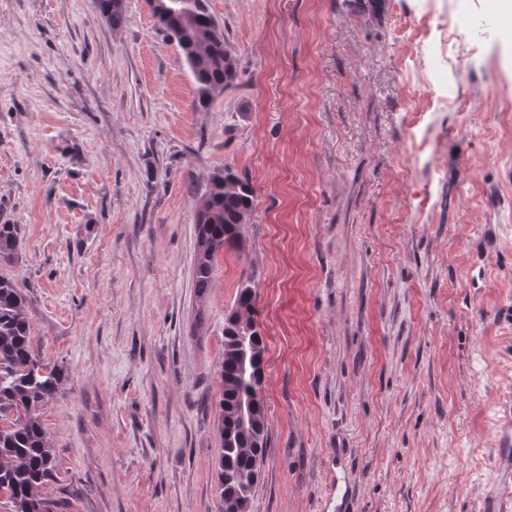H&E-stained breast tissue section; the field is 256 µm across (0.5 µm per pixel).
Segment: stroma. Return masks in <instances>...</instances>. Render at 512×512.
Returning a JSON list of instances; mask_svg holds the SVG:
<instances>
[{
	"instance_id": "35a3bbf8",
	"label": "stroma",
	"mask_w": 512,
	"mask_h": 512,
	"mask_svg": "<svg viewBox=\"0 0 512 512\" xmlns=\"http://www.w3.org/2000/svg\"><path fill=\"white\" fill-rule=\"evenodd\" d=\"M238 61L193 105L147 0H0V273L68 379L56 512H219L224 319L253 278L267 448L249 512H512V14L207 0ZM454 30L465 53L443 44ZM255 192L194 288L210 176ZM19 241V225L0 224V261L10 262L15 258Z\"/></svg>"
}]
</instances>
